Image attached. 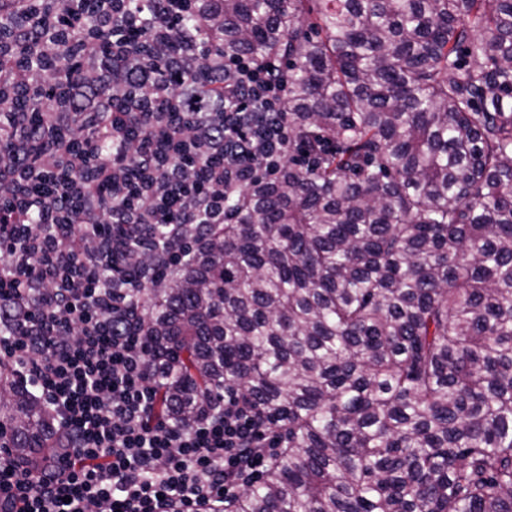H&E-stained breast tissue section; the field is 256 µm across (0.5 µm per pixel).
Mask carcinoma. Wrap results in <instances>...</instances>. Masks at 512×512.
I'll use <instances>...</instances> for the list:
<instances>
[{
	"instance_id": "obj_1",
	"label": "carcinoma",
	"mask_w": 512,
	"mask_h": 512,
	"mask_svg": "<svg viewBox=\"0 0 512 512\" xmlns=\"http://www.w3.org/2000/svg\"><path fill=\"white\" fill-rule=\"evenodd\" d=\"M219 3L201 53L288 63V149L225 178L224 223L145 282L159 415L232 391L271 421L224 512H512V0ZM7 377L0 428L40 469L57 425Z\"/></svg>"
}]
</instances>
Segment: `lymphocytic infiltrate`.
Masks as SVG:
<instances>
[{"instance_id":"obj_1","label":"lymphocytic infiltrate","mask_w":512,"mask_h":512,"mask_svg":"<svg viewBox=\"0 0 512 512\" xmlns=\"http://www.w3.org/2000/svg\"><path fill=\"white\" fill-rule=\"evenodd\" d=\"M90 8V26L71 17L38 35L27 26L0 35V127L11 132L0 153V365L30 384L64 439L58 461L36 474L0 448V512H202L229 502L268 464L270 428L238 398L189 428L158 415L161 376L142 322L139 255L154 250L165 272L179 266V225L192 241V225L224 221L225 172L249 178L257 141L281 156L283 76L243 57L218 62L195 90L175 91L172 78L202 59L196 41L180 35L173 0H148L143 11L127 0H91ZM118 18L147 44L145 54L111 37ZM63 46L75 80L34 122L19 103L50 90L46 76ZM257 88L266 108L253 124L245 106ZM182 112L194 116L186 142L176 127ZM142 115L167 129L168 141L128 150ZM75 121L86 133L79 144L58 135ZM98 129L110 148L92 138Z\"/></svg>"}]
</instances>
